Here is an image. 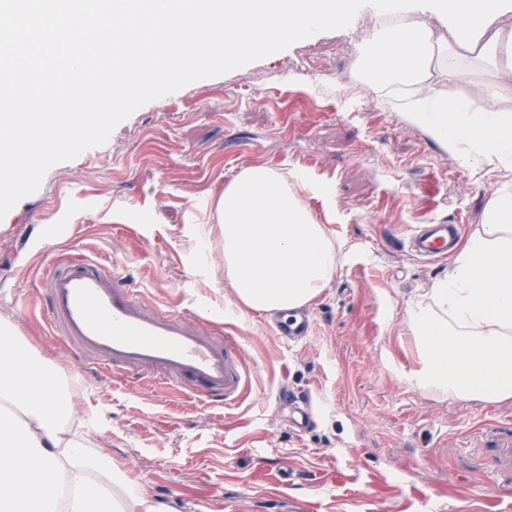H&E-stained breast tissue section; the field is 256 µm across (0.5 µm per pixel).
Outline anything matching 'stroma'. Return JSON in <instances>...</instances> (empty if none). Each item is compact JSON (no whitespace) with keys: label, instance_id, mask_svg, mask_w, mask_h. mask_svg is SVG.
<instances>
[{"label":"stroma","instance_id":"35a3bbf8","mask_svg":"<svg viewBox=\"0 0 512 512\" xmlns=\"http://www.w3.org/2000/svg\"><path fill=\"white\" fill-rule=\"evenodd\" d=\"M384 23L367 5L347 28L147 102L0 218V317L68 381L66 438L168 512H512V399L417 386L409 310L450 262L404 244L420 224L475 234L512 161L446 148L355 81L360 44ZM445 68L436 87L450 101L512 113V79L488 100L471 92L493 79L482 66ZM462 69L470 82L455 79ZM253 165L291 174L337 250V272L305 306L311 331L293 340L224 283L213 203ZM69 254L115 265L203 335L236 337L245 397L202 402L83 360L45 318L43 275Z\"/></svg>","mask_w":512,"mask_h":512}]
</instances>
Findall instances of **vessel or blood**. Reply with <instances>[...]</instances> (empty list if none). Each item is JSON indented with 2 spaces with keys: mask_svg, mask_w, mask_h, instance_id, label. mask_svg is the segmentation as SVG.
I'll use <instances>...</instances> for the list:
<instances>
[{
  "mask_svg": "<svg viewBox=\"0 0 512 512\" xmlns=\"http://www.w3.org/2000/svg\"><path fill=\"white\" fill-rule=\"evenodd\" d=\"M462 237L458 224H424L408 238L416 257H446ZM50 299L47 321L63 341L91 362L121 371L126 381L152 377L168 385L192 380L225 404L247 391L249 375L235 337L200 335L185 316L147 304L115 269L85 259H58L43 280Z\"/></svg>",
  "mask_w": 512,
  "mask_h": 512,
  "instance_id": "1",
  "label": "vessel or blood"
}]
</instances>
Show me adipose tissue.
<instances>
[{
    "mask_svg": "<svg viewBox=\"0 0 512 512\" xmlns=\"http://www.w3.org/2000/svg\"><path fill=\"white\" fill-rule=\"evenodd\" d=\"M399 24L363 42L366 82L402 91L408 119L449 147L474 146L512 159V114L475 113L434 90L451 55L472 56L512 78V30L488 28L512 0H432L450 34L401 21L404 0H374ZM224 238V280L259 312H288L317 297L336 268V249L301 205L286 174L244 168L215 202ZM423 355L418 382L460 398H512V184L492 198L482 228L451 259L429 303L411 312ZM74 412L65 383L0 319V512H163L146 494L124 492L122 473L63 434Z\"/></svg>",
    "mask_w": 512,
    "mask_h": 512,
    "instance_id": "1",
    "label": "adipose tissue"
}]
</instances>
